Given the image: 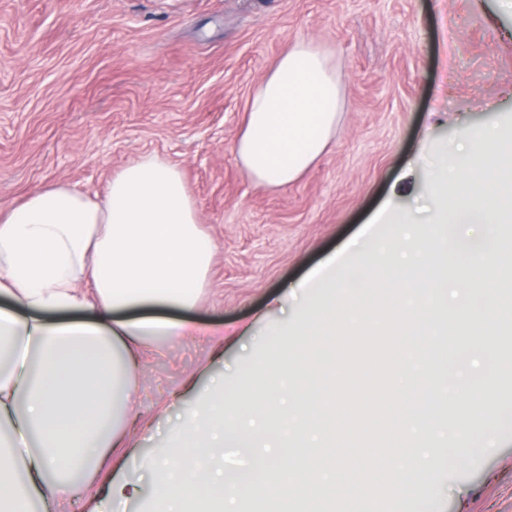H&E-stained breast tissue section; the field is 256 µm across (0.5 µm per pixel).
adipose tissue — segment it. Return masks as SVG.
I'll list each match as a JSON object with an SVG mask.
<instances>
[{
	"mask_svg": "<svg viewBox=\"0 0 512 512\" xmlns=\"http://www.w3.org/2000/svg\"><path fill=\"white\" fill-rule=\"evenodd\" d=\"M340 105L330 53L295 42L248 101L243 171L287 187L327 148ZM214 252L181 171L155 156L105 194L56 183L0 210V512L139 498L123 471L99 478L137 415L144 349L191 335Z\"/></svg>",
	"mask_w": 512,
	"mask_h": 512,
	"instance_id": "adipose-tissue-1",
	"label": "adipose tissue"
}]
</instances>
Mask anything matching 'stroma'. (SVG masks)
Here are the masks:
<instances>
[{"label": "stroma", "instance_id": "stroma-1", "mask_svg": "<svg viewBox=\"0 0 512 512\" xmlns=\"http://www.w3.org/2000/svg\"><path fill=\"white\" fill-rule=\"evenodd\" d=\"M330 51L341 89L328 149L288 187L266 191L233 148L248 99L297 40ZM512 140V0H0V208L51 183L105 193L113 173L145 155L176 166L216 245L200 336L150 350L136 381L142 453L162 445L192 401L223 373L240 388L278 332H296L309 295L290 289L385 204L428 202L442 150L471 127ZM436 353L476 390L454 411L434 384L396 389L386 409L363 404L366 429L404 411L467 419L505 388L512 338L437 324ZM366 447L324 451L363 491ZM406 512H512V433L477 456L435 451L404 488Z\"/></svg>", "mask_w": 512, "mask_h": 512}]
</instances>
